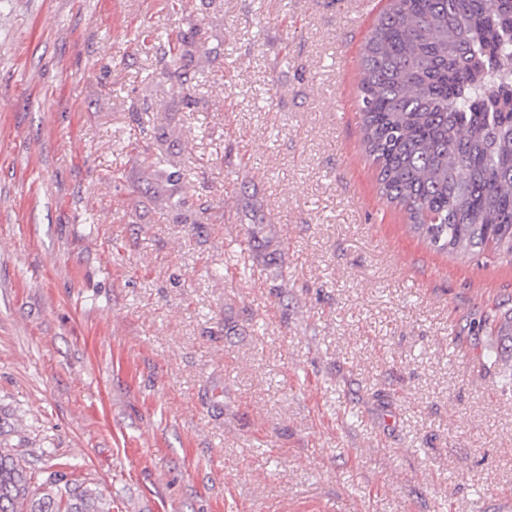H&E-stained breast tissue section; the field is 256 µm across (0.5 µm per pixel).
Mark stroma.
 Returning a JSON list of instances; mask_svg holds the SVG:
<instances>
[{
	"instance_id": "stroma-1",
	"label": "stroma",
	"mask_w": 512,
	"mask_h": 512,
	"mask_svg": "<svg viewBox=\"0 0 512 512\" xmlns=\"http://www.w3.org/2000/svg\"><path fill=\"white\" fill-rule=\"evenodd\" d=\"M388 6L0 0V448L112 512H512V265L430 248L361 148ZM146 28L211 47L191 105Z\"/></svg>"
}]
</instances>
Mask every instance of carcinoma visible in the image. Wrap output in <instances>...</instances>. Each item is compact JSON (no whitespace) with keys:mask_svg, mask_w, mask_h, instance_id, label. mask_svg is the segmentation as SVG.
Listing matches in <instances>:
<instances>
[{"mask_svg":"<svg viewBox=\"0 0 512 512\" xmlns=\"http://www.w3.org/2000/svg\"><path fill=\"white\" fill-rule=\"evenodd\" d=\"M195 52L206 50L169 45L166 76L188 100ZM360 75L362 145L381 195L435 251L512 263V0H390ZM498 323L493 363L512 348L511 308ZM0 512H112V500L62 469L37 482L0 448Z\"/></svg>","mask_w":512,"mask_h":512,"instance_id":"carcinoma-1","label":"carcinoma"}]
</instances>
